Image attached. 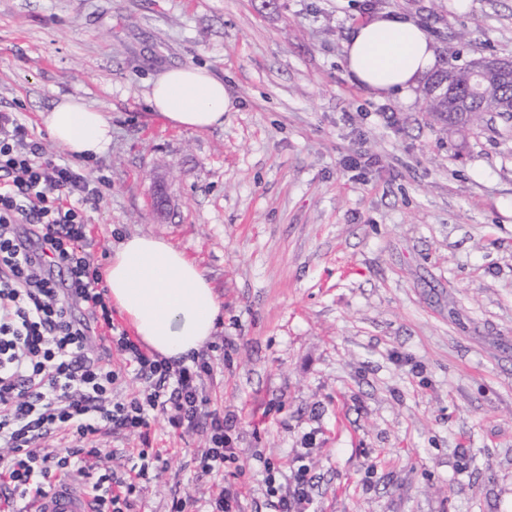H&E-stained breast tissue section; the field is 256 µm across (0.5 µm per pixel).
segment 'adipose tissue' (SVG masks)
<instances>
[{
    "label": "adipose tissue",
    "instance_id": "ef3b65f1",
    "mask_svg": "<svg viewBox=\"0 0 512 512\" xmlns=\"http://www.w3.org/2000/svg\"><path fill=\"white\" fill-rule=\"evenodd\" d=\"M352 81L378 97L410 96L437 67L425 30L413 19L383 12L355 25L345 43ZM147 99L158 117L175 126L208 130L222 126L231 100L223 81L188 65L157 76ZM54 144L90 160L112 140V118L76 96L43 112ZM102 278L109 301L147 349L178 362L201 352L216 330L221 301L206 271L164 239L133 234L113 248Z\"/></svg>",
    "mask_w": 512,
    "mask_h": 512
}]
</instances>
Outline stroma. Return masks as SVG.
Here are the masks:
<instances>
[{
    "label": "stroma",
    "mask_w": 512,
    "mask_h": 512,
    "mask_svg": "<svg viewBox=\"0 0 512 512\" xmlns=\"http://www.w3.org/2000/svg\"><path fill=\"white\" fill-rule=\"evenodd\" d=\"M391 11L440 67L512 59V0H0V110L53 156L40 114L61 97L112 117L77 164L101 191L99 262L160 237L222 303L203 391L246 470L239 512H271L263 464L285 486L297 459L309 512H512V135L491 113L463 137L423 88L352 82L350 29ZM190 64L223 81V127L149 108L147 81ZM148 441L168 465L137 512H206L230 482L198 467L206 433L159 419Z\"/></svg>",
    "instance_id": "35a3bbf8"
}]
</instances>
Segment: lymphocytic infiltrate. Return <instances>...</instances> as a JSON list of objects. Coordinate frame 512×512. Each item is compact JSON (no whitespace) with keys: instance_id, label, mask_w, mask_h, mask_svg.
Here are the masks:
<instances>
[{"instance_id":"lymphocytic-infiltrate-1","label":"lymphocytic infiltrate","mask_w":512,"mask_h":512,"mask_svg":"<svg viewBox=\"0 0 512 512\" xmlns=\"http://www.w3.org/2000/svg\"><path fill=\"white\" fill-rule=\"evenodd\" d=\"M100 190L41 142L13 112L0 111V512L42 496L61 479L82 482L98 512H131V498L161 459L151 448L117 473L102 467L101 432L148 438L163 418L171 432L204 427L206 474L241 473L240 456L224 432V414L210 408L202 381L212 365L201 355L170 363L116 329L100 265L89 252L87 210ZM86 319H73L71 305ZM122 357V367L92 344L96 329ZM141 388L114 392L126 376ZM309 471H292L288 489L265 479L274 512H304Z\"/></svg>"}]
</instances>
